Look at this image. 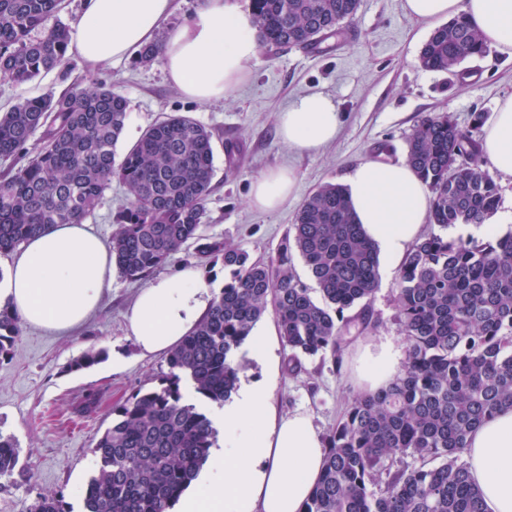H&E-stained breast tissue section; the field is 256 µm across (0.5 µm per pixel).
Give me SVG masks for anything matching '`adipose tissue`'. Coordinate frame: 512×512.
I'll list each match as a JSON object with an SVG mask.
<instances>
[{
  "label": "adipose tissue",
  "mask_w": 512,
  "mask_h": 512,
  "mask_svg": "<svg viewBox=\"0 0 512 512\" xmlns=\"http://www.w3.org/2000/svg\"><path fill=\"white\" fill-rule=\"evenodd\" d=\"M174 0H84L71 42L97 68L149 43L173 10ZM404 12L425 27L465 14L485 42L512 51V0H403ZM163 69L171 85L200 103L223 100L259 63L251 14L236 0H202L192 21L173 31L164 46ZM340 125L335 100L312 92L277 114L281 140L312 153L332 142ZM483 161L512 174V96L503 99L480 140ZM293 169L279 168L253 180L249 200L263 212L278 210L296 191ZM358 224L386 262L398 259L427 223L430 201L416 172L404 162L359 163L345 182ZM112 249L87 224H54L32 237L9 265L0 304L21 325L68 335L99 308L112 284ZM214 292L187 267L142 288L127 316L142 354L169 352L208 311ZM400 372V350L390 341L365 346L357 377L365 391L385 386ZM264 383L240 380L215 406L223 426L221 446L211 449L198 488L178 512H302L324 460L323 442L307 415L273 418ZM469 471L487 512H512V409L499 412L469 437Z\"/></svg>",
  "instance_id": "obj_1"
}]
</instances>
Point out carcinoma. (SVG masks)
<instances>
[{"label":"carcinoma","instance_id":"cac0c4a2","mask_svg":"<svg viewBox=\"0 0 512 512\" xmlns=\"http://www.w3.org/2000/svg\"><path fill=\"white\" fill-rule=\"evenodd\" d=\"M359 2L249 0V7L263 46L316 48L345 33ZM59 10V0H0L1 77L26 83L62 64L71 29L58 23L42 30ZM39 29L41 36L31 38ZM487 50L460 15L435 28L419 59L428 70L451 72ZM126 119L127 101L104 86L26 99L0 117L1 159L26 154L37 132L43 143L26 164L0 176V254L52 224L82 222L115 179L129 198L112 237L122 277L146 279L190 240L199 241V254L222 259L224 286L197 328L168 353L158 384L112 408L94 446V474L81 490L83 512H170L215 442L202 406L220 404L234 390L238 350L268 308L290 351L286 369L295 374L301 358L334 357L351 333L374 327L371 302L381 274L378 250L338 184L304 201L268 262L240 246L201 241L213 135L188 116L170 115L149 126L118 163ZM406 162L429 189L434 230L412 245L396 275L394 319L407 343L405 369L378 391L354 396L322 437V473L303 512H485L460 456L478 426L512 409V230L501 234L489 224L498 186L481 168L479 140L450 114L418 121ZM457 225H484L486 233L448 235ZM296 253L321 300L297 275ZM19 331L18 318L1 306V360ZM107 357L90 349L70 368ZM407 453L422 466L386 467L387 458ZM383 474L386 490L377 496L369 484ZM0 476H26L16 441L1 434ZM32 512L68 510L45 496Z\"/></svg>","mask_w":512,"mask_h":512}]
</instances>
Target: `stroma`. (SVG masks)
I'll return each mask as SVG.
<instances>
[{
  "mask_svg": "<svg viewBox=\"0 0 512 512\" xmlns=\"http://www.w3.org/2000/svg\"><path fill=\"white\" fill-rule=\"evenodd\" d=\"M429 31L407 16L402 0H360L344 39L330 41L324 52L301 48L261 51L252 75L224 100L200 104L184 97L167 80L161 58L141 61L130 52L120 62L90 70L75 53L65 62L27 83L0 78V113L19 101L72 86L102 84L128 102V116L116 145L124 156L145 129L170 114L190 116L213 134L215 173L206 203L204 238L246 249L256 260L273 258L294 224L305 198L327 183H344L360 161L396 163L406 158L407 139L424 115L451 113L457 125L471 129L472 116H492L498 103L512 96V56L496 49L465 59L457 73L425 69L419 52ZM321 91L331 95L341 114L336 139L314 153L288 149L277 132L276 116L296 97ZM235 145L240 157L228 163L226 149ZM281 167L297 175L296 195L273 213L250 207L252 181ZM127 203L120 183H112L85 222L104 240L116 229L114 217ZM195 268L213 290L224 284L221 260L200 256L188 242L159 269L171 276ZM380 286L372 300L378 326L350 337L340 363L307 357L301 370L288 374V349L274 313L259 328L268 333L270 361L246 360L243 377L265 382L277 414L305 413L313 427L326 432L360 388L355 357L362 346L380 340L405 347L394 320L395 267H381ZM141 285L113 274L112 289L101 310L70 335L57 336L22 328L10 359L0 362V432L15 437L20 461L29 476L0 478V512H32L44 495L62 497L68 512H82L80 491L93 473V449L109 425L112 407L139 391L153 388L166 368L165 355L141 356L126 315ZM107 349L109 358L82 371L69 364L91 349ZM100 397L96 413L83 415L80 404L88 390Z\"/></svg>",
  "mask_w": 512,
  "mask_h": 512,
  "instance_id": "obj_1",
  "label": "stroma"
}]
</instances>
